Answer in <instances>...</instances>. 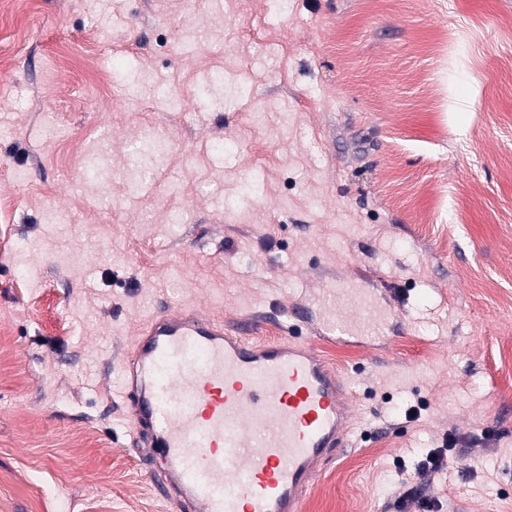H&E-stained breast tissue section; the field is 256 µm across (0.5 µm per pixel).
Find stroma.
Returning a JSON list of instances; mask_svg holds the SVG:
<instances>
[{"label":"stroma","mask_w":512,"mask_h":512,"mask_svg":"<svg viewBox=\"0 0 512 512\" xmlns=\"http://www.w3.org/2000/svg\"><path fill=\"white\" fill-rule=\"evenodd\" d=\"M0 58V512H174L120 405L138 328L274 340L335 284L384 328L314 344L356 435L303 512H424L396 470L448 436L426 497L512 512V0H12Z\"/></svg>","instance_id":"35a3bbf8"}]
</instances>
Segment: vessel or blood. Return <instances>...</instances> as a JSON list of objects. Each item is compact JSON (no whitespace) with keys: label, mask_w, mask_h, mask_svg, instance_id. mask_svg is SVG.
Masks as SVG:
<instances>
[{"label":"vessel or blood","mask_w":512,"mask_h":512,"mask_svg":"<svg viewBox=\"0 0 512 512\" xmlns=\"http://www.w3.org/2000/svg\"><path fill=\"white\" fill-rule=\"evenodd\" d=\"M282 318L287 337L259 346L245 335L252 319L228 327L194 307L137 332L120 398L164 460L151 479L177 512H300L318 468L349 447L345 386L302 338L308 311ZM316 324L343 341L359 322L331 313Z\"/></svg>","instance_id":"b4317fda"}]
</instances>
